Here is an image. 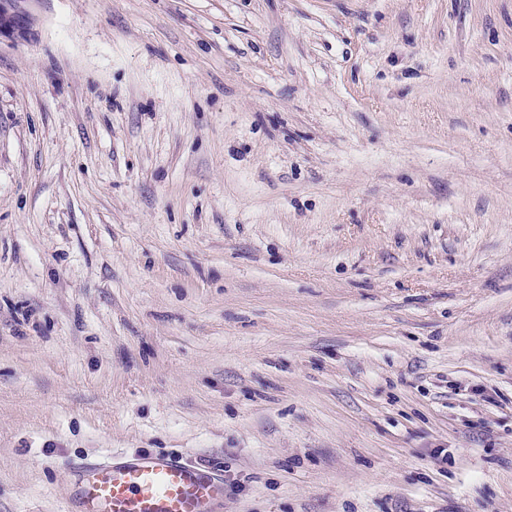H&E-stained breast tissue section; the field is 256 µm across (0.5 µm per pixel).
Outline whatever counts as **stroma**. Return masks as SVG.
Masks as SVG:
<instances>
[{
	"mask_svg": "<svg viewBox=\"0 0 512 512\" xmlns=\"http://www.w3.org/2000/svg\"><path fill=\"white\" fill-rule=\"evenodd\" d=\"M28 9L0 512L140 453L223 512H512V0Z\"/></svg>",
	"mask_w": 512,
	"mask_h": 512,
	"instance_id": "1",
	"label": "stroma"
}]
</instances>
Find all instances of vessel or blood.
<instances>
[{
    "label": "vessel or blood",
    "instance_id": "obj_1",
    "mask_svg": "<svg viewBox=\"0 0 512 512\" xmlns=\"http://www.w3.org/2000/svg\"><path fill=\"white\" fill-rule=\"evenodd\" d=\"M65 496L64 512H200L223 504V477L163 455L87 463Z\"/></svg>",
    "mask_w": 512,
    "mask_h": 512
}]
</instances>
